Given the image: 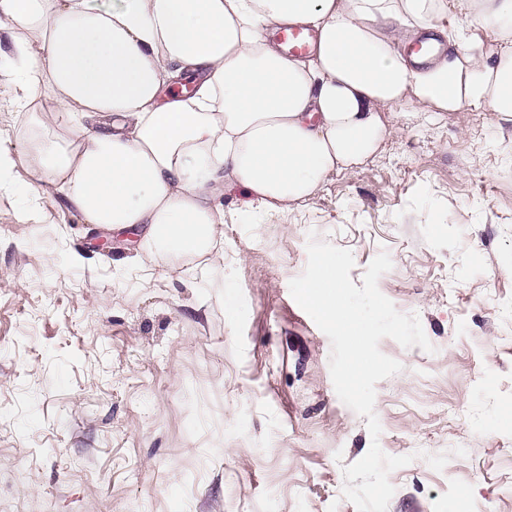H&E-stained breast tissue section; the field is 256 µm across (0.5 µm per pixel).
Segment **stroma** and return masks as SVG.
Masks as SVG:
<instances>
[{
	"instance_id": "1",
	"label": "stroma",
	"mask_w": 512,
	"mask_h": 512,
	"mask_svg": "<svg viewBox=\"0 0 512 512\" xmlns=\"http://www.w3.org/2000/svg\"><path fill=\"white\" fill-rule=\"evenodd\" d=\"M15 95L0 82V512H356L343 469L375 440L289 289L313 233L357 285L387 252L378 287L434 347L379 344L403 369L376 441L413 457L388 512H512V122L387 108L374 157L273 224L225 195L222 242L180 263L32 184Z\"/></svg>"
}]
</instances>
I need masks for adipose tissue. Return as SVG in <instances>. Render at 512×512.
Wrapping results in <instances>:
<instances>
[{
    "mask_svg": "<svg viewBox=\"0 0 512 512\" xmlns=\"http://www.w3.org/2000/svg\"><path fill=\"white\" fill-rule=\"evenodd\" d=\"M290 26L306 53L282 52ZM0 39L35 184L152 258L208 253L238 188L287 217L379 150L384 108L512 121V0H0Z\"/></svg>",
    "mask_w": 512,
    "mask_h": 512,
    "instance_id": "adipose-tissue-1",
    "label": "adipose tissue"
}]
</instances>
